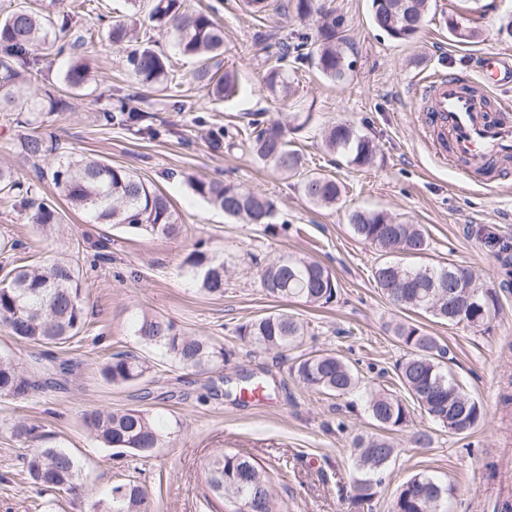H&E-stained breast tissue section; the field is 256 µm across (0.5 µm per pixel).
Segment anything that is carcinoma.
Listing matches in <instances>:
<instances>
[{"mask_svg": "<svg viewBox=\"0 0 512 512\" xmlns=\"http://www.w3.org/2000/svg\"><path fill=\"white\" fill-rule=\"evenodd\" d=\"M430 0H372L373 23L395 40L409 41L420 32ZM73 15L61 18L36 13L24 6L15 8L0 20V112L17 110L30 114L27 124L37 123L43 110L41 99L28 94L37 82L40 64L47 59L51 45L49 28L67 31ZM150 19L170 27L180 51L204 60L224 50V29L212 15L189 8L186 0H152ZM341 23L327 19L321 26L317 47L310 48L302 36L288 45L298 58L314 60L319 72L331 81L344 78L347 64V40L339 34ZM108 39L117 48L127 47L130 73L144 87L176 81L168 59L149 48H135L136 23L114 20ZM83 39L70 44L71 63L64 75L67 85L80 90L95 80L93 71L80 53ZM208 97L224 100L237 91L235 72L217 75L209 66L197 73ZM265 85L274 96H288V74L273 67L265 76ZM110 125L131 126L138 115L125 102L106 115ZM326 147L342 155L355 166L368 165L376 146L352 125L338 123L324 130ZM246 150L258 163L289 177L300 176L304 196L314 205L333 207L339 201L343 185L335 177L301 172L300 153L291 148L288 126L274 121L253 123L245 134ZM20 154L39 160L55 148L33 131L18 142ZM53 184L70 207L89 214L98 224H113L128 230L157 236H173L181 231L170 200L149 187L132 172L112 166L101 158L59 157L50 169ZM193 191L224 214L248 224L272 223L275 204L267 196L243 190L219 180L192 178ZM32 222L43 232H53L62 224V216L53 204L38 203ZM354 235L380 252L382 260L374 268V281L395 307L425 313L452 325L477 328L496 315L487 287L468 266L450 262L439 266H410L390 260L394 253L419 256L428 250L426 231L420 224L398 223L378 210L354 209L348 215ZM190 276L210 295H224V263L211 261L198 249L184 260ZM459 276L474 293L473 304L455 317L448 316V299L436 295L439 281L448 274ZM259 283L268 294L311 306L330 303L336 297V280L321 262L300 253L281 255L259 270ZM85 283L76 261L56 258L44 265L19 266L0 280V324L21 341L35 345L62 344L84 331L87 313L84 307ZM306 328L300 318L286 312H274L255 318L238 328L241 341L261 350L285 352L299 344ZM394 334L403 346L404 359L397 364V377L405 396L389 392H371L366 409L379 432L359 435L352 442L355 466L360 473L356 489L362 501L372 499L381 484L380 475L398 454L391 431L409 427L414 401L439 427L454 434H466L484 419L478 401L466 393L448 374L442 358L446 349L437 337L420 327L399 323ZM135 336L146 348L164 352L183 370L207 371L224 363V348L207 336H189L162 315L144 314L137 321ZM150 360L133 352L112 354L101 367L102 377L114 385H131L152 371ZM294 373L304 385L332 396H348L360 387V377L351 365L330 352L303 357L294 365ZM41 388L35 376L10 357L0 356V396L25 398ZM90 434L104 448H118L133 456H148L162 444V435L150 413L141 409L94 410L86 414ZM12 435L23 443L40 438L39 426L23 419L14 421ZM31 483L50 490L79 494L84 485L79 461L63 448H33L24 459ZM205 483L212 499L221 501L226 512H280L272 476L253 457L221 451L203 465ZM148 494L139 483L128 481L112 487L106 500L95 504V512H148ZM452 487L443 479L416 473L398 488L392 512H451Z\"/></svg>", "mask_w": 512, "mask_h": 512, "instance_id": "carcinoma-1", "label": "carcinoma"}]
</instances>
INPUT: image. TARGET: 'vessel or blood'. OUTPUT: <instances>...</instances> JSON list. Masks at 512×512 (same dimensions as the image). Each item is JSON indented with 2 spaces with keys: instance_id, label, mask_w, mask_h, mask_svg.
Segmentation results:
<instances>
[{
  "instance_id": "vessel-or-blood-1",
  "label": "vessel or blood",
  "mask_w": 512,
  "mask_h": 512,
  "mask_svg": "<svg viewBox=\"0 0 512 512\" xmlns=\"http://www.w3.org/2000/svg\"><path fill=\"white\" fill-rule=\"evenodd\" d=\"M478 80L460 82L447 74L425 77L415 88L418 111L432 125V147L441 150L444 138L453 141L456 156L466 158L465 174L495 168L512 156V105L492 110L487 86L512 76V66L497 54L480 57Z\"/></svg>"
}]
</instances>
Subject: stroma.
<instances>
[{"label": "stroma", "mask_w": 512, "mask_h": 512, "mask_svg": "<svg viewBox=\"0 0 512 512\" xmlns=\"http://www.w3.org/2000/svg\"><path fill=\"white\" fill-rule=\"evenodd\" d=\"M190 8H218L224 27L221 66L234 70L238 91L224 101L209 99L193 73L198 58L181 55L172 33L149 17V0H84L69 32H49L55 44L72 36L90 38L87 59L94 83L73 90L63 81L67 56L47 60L35 85L39 98L58 100L41 112L43 132L55 135L59 151L102 158L130 170L167 194L183 226L175 236H143L96 224L68 207L51 180H39L37 163L15 145L22 127L15 115L0 112V165L21 181L37 184V199L53 202L63 216L62 231L45 235L31 223L32 205L0 193V269L32 265L57 253L79 255L87 282L88 326L63 345L33 346L0 325V356L29 364L42 355L45 367L71 360L72 374L25 399L0 397V512H91L113 484L134 480L148 491L150 512H224L207 502L204 461L220 450L250 453L272 469L282 512H392L397 488L425 472L453 489L456 512H512V192L494 194L481 175L461 178L457 166L434 154L428 132L415 110L414 82L430 73L475 76L481 54L512 57V37L500 26L512 17V0H431L420 33L398 41L374 26L372 0H327L349 40L350 64L342 82L323 77L311 60L289 62L291 93L282 99L264 85L279 65L286 43L318 37L317 17L301 19L287 0H268L265 13L252 14L246 0H187ZM136 20L141 44L168 57L181 83L174 90L144 88L126 67V53L107 38L110 18ZM477 28L466 42L448 29L449 19ZM138 111V125L105 124L114 94ZM311 113L304 128L290 132L306 169L339 178L344 185L336 207L313 206L297 178L256 163L239 145L256 120H283ZM348 123L376 146L369 165L354 167L328 152L320 131ZM223 132L214 146L212 136ZM224 181L259 191L277 206L274 224L262 227L224 215L196 195L189 176ZM383 210L395 220L424 225L429 248L422 263L454 261L471 266L493 288L497 314L488 328L434 322L431 317L390 304L373 279L377 252L352 232L350 210ZM224 262V294L204 293L184 267L196 243ZM286 252L321 261L333 272L337 295L321 307L269 295L257 278L265 262ZM288 311L307 326L299 347L285 354L262 351L240 341L239 326L269 312ZM158 313L188 334L207 336L228 353L224 365L193 374L175 367L160 351L141 346L134 322L142 312ZM402 320L436 336L448 349L447 366L460 386L483 406L485 420L464 435L432 425L414 410L413 429H427L429 447L411 443L413 429L395 433L399 453L383 474L371 501L357 503L358 476L351 441L373 425L363 402L337 398L305 387L291 371L300 357L330 351L353 365L369 391L396 389V364L404 350L389 325ZM133 351L154 369L132 385L106 383L100 373L106 357ZM251 375L266 381L262 400L229 395L231 384ZM149 410L164 443L147 458L133 459L100 446L83 415L93 409ZM24 418L41 426L43 443L72 453L80 462V497L43 491L23 469V443L11 424Z\"/></svg>", "instance_id": "stroma-1"}]
</instances>
